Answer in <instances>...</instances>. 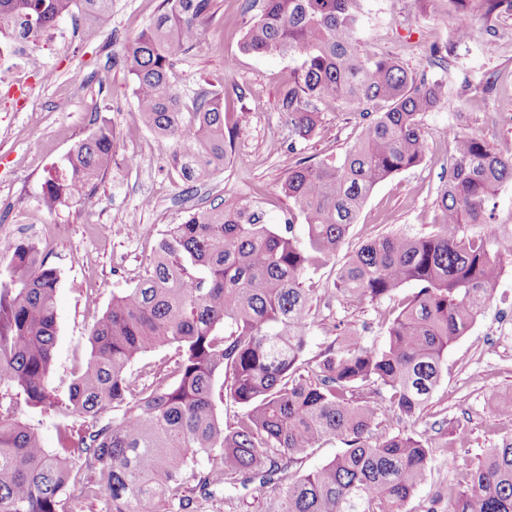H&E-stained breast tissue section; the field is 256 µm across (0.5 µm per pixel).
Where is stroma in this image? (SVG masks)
Instances as JSON below:
<instances>
[{
	"mask_svg": "<svg viewBox=\"0 0 512 512\" xmlns=\"http://www.w3.org/2000/svg\"><path fill=\"white\" fill-rule=\"evenodd\" d=\"M412 2L364 0L359 37L369 52L396 56L414 73L445 80L454 106L424 114L425 160L373 190L342 247L346 253L373 236L422 234L438 223L449 126L481 137L497 152L512 153V16L474 18L468 42L460 44L448 30V0H434L424 13L414 12ZM160 3L112 0L108 40L86 39L81 25L63 21L35 49L55 79L33 85L25 108L0 98V236L38 241L59 273L52 384L63 397L89 358L91 327L113 295L134 287L170 225L227 200L262 213L265 223L282 224L288 200L281 185L289 169L303 158L316 162L342 155L360 131L358 113L328 103L321 107L324 120L316 133L290 145L280 106L298 58L242 53L240 42L260 0H212L197 41L175 60L171 80L187 112L202 94L223 93L224 109L239 115L241 130L224 168L199 183H185L172 163L179 143L132 127L136 96L122 63L129 42L158 15ZM436 47L448 55L434 64ZM104 121L117 133L111 170L85 199L45 209L46 180L62 172L73 146ZM90 295L96 300L92 308L86 304ZM393 306L390 300L356 305L340 296L330 307L314 306L306 359L318 358L338 320L351 323L366 344L382 345V320ZM504 322L512 324L510 260L485 310L449 348L423 414L416 419L386 414L376 432L382 438L406 431L433 443L427 477L403 512H446L448 490L462 472L512 436V422L498 418L490 405L491 396L512 393V339L504 342L490 333ZM450 426L467 433L452 450L442 446Z\"/></svg>",
	"mask_w": 512,
	"mask_h": 512,
	"instance_id": "obj_1",
	"label": "stroma"
}]
</instances>
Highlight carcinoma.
Returning <instances> with one entry per match:
<instances>
[{"label": "carcinoma", "instance_id": "obj_1", "mask_svg": "<svg viewBox=\"0 0 512 512\" xmlns=\"http://www.w3.org/2000/svg\"><path fill=\"white\" fill-rule=\"evenodd\" d=\"M211 5L162 0L124 60L135 123L187 142L174 162L188 182L228 163L240 124L219 94L182 112L170 79ZM476 12L512 16V0H448L458 41L469 38ZM111 16L112 0H0V37L35 47L76 17L94 36ZM363 17V0H262L241 50L300 58L281 102L291 137L315 132L320 103L358 112L360 134L343 156L288 172L284 225L236 202L171 225L136 285L112 296L92 326L88 362L64 402L50 383L59 274L32 240L0 248V512H81L80 503L96 501L103 512H204L225 503L224 491L251 484L272 487L263 512H401L425 481L429 442L403 433L375 441L373 430L388 409L407 418L424 410L448 348L489 302L503 253L477 225L491 223L490 204L512 183V157L452 129L440 222L427 234L364 242L333 282L360 304L415 288L393 309L385 343L366 345L340 321L318 359H304L318 301L309 274L335 261L377 185L423 162L422 115L452 106L441 81L366 52ZM114 145L106 122L79 141L64 173L46 181L43 205L84 198ZM162 346L178 353L171 381L146 384L131 366ZM15 396L54 416L59 447H44L15 416L6 403ZM491 405L512 420V393ZM326 439L343 445L333 460L281 483L286 467ZM201 454L208 468L190 471ZM448 512H512V437L451 489Z\"/></svg>", "mask_w": 512, "mask_h": 512}]
</instances>
